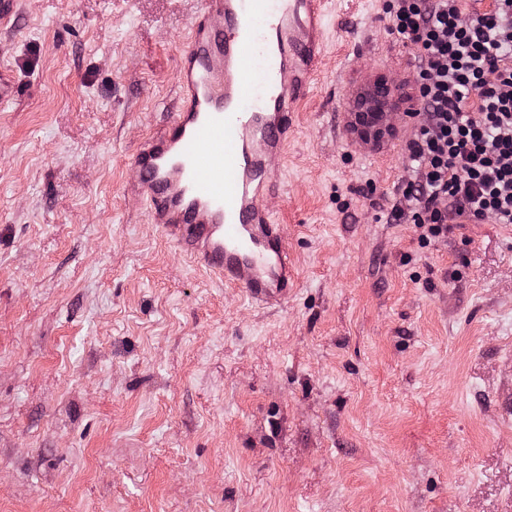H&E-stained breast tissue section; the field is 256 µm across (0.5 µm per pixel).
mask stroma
I'll return each mask as SVG.
<instances>
[{
  "instance_id": "35a3bbf8",
  "label": "stroma",
  "mask_w": 512,
  "mask_h": 512,
  "mask_svg": "<svg viewBox=\"0 0 512 512\" xmlns=\"http://www.w3.org/2000/svg\"><path fill=\"white\" fill-rule=\"evenodd\" d=\"M334 0L268 205L279 305L198 267L127 191L200 0H21L0 26V512H512V224L391 216L411 122L349 128L414 61ZM388 94V87L384 81H377L370 90L369 103L363 96L357 101V110L353 113V129L359 136L369 141L368 144L391 137L396 132V126L388 119V110L384 106Z\"/></svg>"
}]
</instances>
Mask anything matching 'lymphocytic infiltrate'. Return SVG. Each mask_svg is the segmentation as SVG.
Listing matches in <instances>:
<instances>
[{
    "label": "lymphocytic infiltrate",
    "mask_w": 512,
    "mask_h": 512,
    "mask_svg": "<svg viewBox=\"0 0 512 512\" xmlns=\"http://www.w3.org/2000/svg\"><path fill=\"white\" fill-rule=\"evenodd\" d=\"M385 12L420 104L396 216L429 238L512 224V0H387Z\"/></svg>",
    "instance_id": "lymphocytic-infiltrate-1"
}]
</instances>
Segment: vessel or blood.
I'll list each match as a JSON object with an SVG mask.
<instances>
[{
	"label": "vessel or blood",
	"instance_id": "1",
	"mask_svg": "<svg viewBox=\"0 0 512 512\" xmlns=\"http://www.w3.org/2000/svg\"><path fill=\"white\" fill-rule=\"evenodd\" d=\"M326 0H201L179 53L181 98L166 127L137 148L152 223L207 272L276 305L294 286L276 190L324 49Z\"/></svg>",
	"mask_w": 512,
	"mask_h": 512
}]
</instances>
